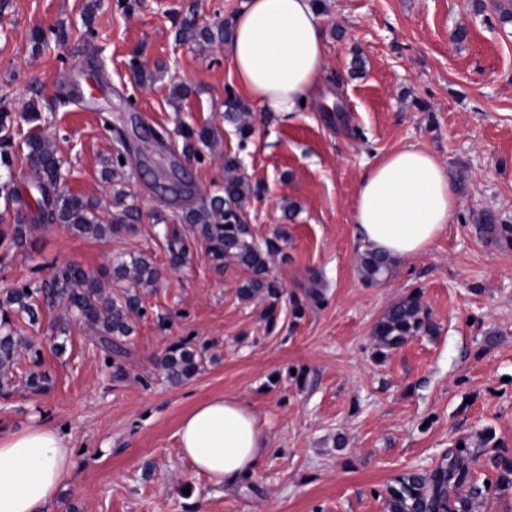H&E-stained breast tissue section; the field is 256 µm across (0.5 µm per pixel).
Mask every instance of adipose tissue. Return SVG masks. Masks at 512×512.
I'll use <instances>...</instances> for the list:
<instances>
[{
	"instance_id": "obj_1",
	"label": "adipose tissue",
	"mask_w": 512,
	"mask_h": 512,
	"mask_svg": "<svg viewBox=\"0 0 512 512\" xmlns=\"http://www.w3.org/2000/svg\"><path fill=\"white\" fill-rule=\"evenodd\" d=\"M225 53L238 86L270 112L301 111L327 61L312 0H244ZM457 208L444 163L409 144L378 157L361 179L353 234L363 249L405 261L432 247ZM177 436L182 456L215 485L256 469L270 446L255 413L235 396L197 404ZM75 459L70 436L57 426L0 433V512H45Z\"/></svg>"
}]
</instances>
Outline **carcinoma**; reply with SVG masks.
<instances>
[{
  "label": "carcinoma",
  "instance_id": "obj_1",
  "mask_svg": "<svg viewBox=\"0 0 512 512\" xmlns=\"http://www.w3.org/2000/svg\"><path fill=\"white\" fill-rule=\"evenodd\" d=\"M181 37L211 44L223 39L224 29L197 28L191 22L180 30ZM251 113L241 101L228 97L224 102V120L234 125L241 139L251 131ZM15 115L7 108H0V167L7 170V179L0 180V196L9 200L14 197L11 158L7 148L11 145ZM183 152L198 156L196 143L211 144L216 138L212 128L182 131ZM28 165L38 176L37 188L41 193L38 201L39 215L45 227L55 224L70 234L82 238L105 239L119 234L132 233L136 225L126 223L129 212L124 211L102 223L93 204L71 195L60 188L64 178L63 161L54 143L34 134L26 140ZM224 195H215L182 215V223L167 224L164 237L168 240L169 265L176 269L188 263L185 237L190 236L205 249L209 259L218 268L234 264L248 274L239 287L241 297L251 299L265 296L270 299L267 309L269 321H274L277 302L283 293L282 284L269 273L271 257L279 251L281 236L258 242L251 225L244 219L249 200L258 193L238 174L237 161L229 157L224 161ZM13 223L1 225L0 243L10 240L19 246L27 240L36 225L27 223V215L16 209ZM394 260L384 254L367 251L361 255L360 271L368 282H376L392 273ZM160 269L151 256L141 253L126 260L117 258L112 264V277L117 281H129L132 288L114 295L107 290L101 278L86 272L74 263L52 266L48 279L27 283L20 287L0 289V395L7 394L15 386L13 369L22 352L38 357V349L16 328L12 318L21 317L31 326L37 325L46 310L63 309L64 315L56 320L59 333L66 334L72 326L83 329L88 339L112 360V376L121 381L126 377L124 361L129 355L128 339L134 332V316H143L139 291L152 288L159 280ZM433 323L418 292L405 296L388 307L372 330L373 347L380 355L395 349L410 338L431 334ZM202 353L191 347L187 340L170 346L157 359V366L171 385H179L194 377L202 367ZM30 394H43L52 385L50 376L35 369L21 381ZM498 471L495 484L486 493L512 486V457L497 454L493 457ZM471 480L470 453L465 448L448 450L435 469L430 472H407L386 487L387 512H471V498L458 490Z\"/></svg>",
  "mask_w": 512,
  "mask_h": 512
}]
</instances>
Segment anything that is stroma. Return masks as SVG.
Instances as JSON below:
<instances>
[{"instance_id":"1","label":"stroma","mask_w":512,"mask_h":512,"mask_svg":"<svg viewBox=\"0 0 512 512\" xmlns=\"http://www.w3.org/2000/svg\"><path fill=\"white\" fill-rule=\"evenodd\" d=\"M241 2L0 0V106L18 117L20 205L35 204L25 139L37 133L55 143L70 194L96 202L102 222L125 208L138 226L106 241L58 225L34 232L8 248L0 289L47 278L54 263L104 274L114 257L141 252L165 269L142 296L123 381L80 328L59 356L52 314L37 328L14 321L41 350L40 363L19 358L16 376L37 366L53 387L0 398V430L54 425L78 453L47 512H386L387 484L434 469L449 448L474 453L480 490L497 476L490 456L512 455V22L494 0H313L328 65L313 104L288 114L247 101L223 45L179 35L188 20L231 26ZM36 29L57 36L37 49ZM357 54L364 68L354 75ZM177 82L188 87L179 99ZM230 94L252 114L247 140L224 120ZM32 101L35 123L22 118ZM107 119L165 141L141 140L140 154L112 170ZM186 127L216 128L220 139L187 163L190 192L180 196L167 187ZM408 143L446 163L458 210L429 251L370 283L352 233L357 185L376 157ZM230 156L260 188L245 210L257 237L286 233L271 263L286 288L272 325L264 299L239 297L244 272L216 269L200 243L189 241L186 266L165 267V225L221 189ZM316 277L324 297L313 304ZM416 291L434 333L377 356L374 324ZM181 339L204 364L173 386L155 362ZM224 395L253 410L271 448L248 479L216 486L183 458L177 430L195 405Z\"/></svg>"}]
</instances>
